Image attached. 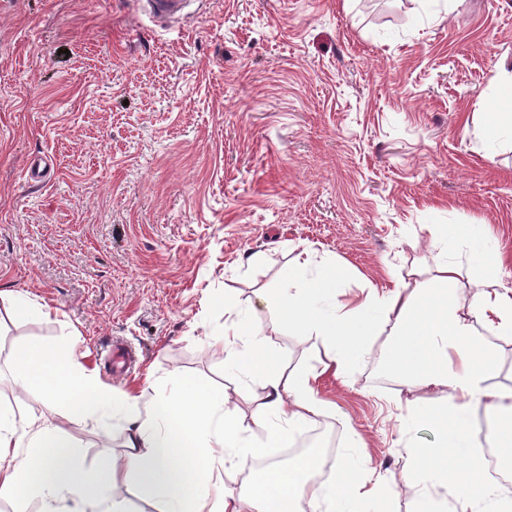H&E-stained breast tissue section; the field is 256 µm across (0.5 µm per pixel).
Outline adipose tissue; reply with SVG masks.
<instances>
[{"instance_id": "adipose-tissue-1", "label": "adipose tissue", "mask_w": 512, "mask_h": 512, "mask_svg": "<svg viewBox=\"0 0 512 512\" xmlns=\"http://www.w3.org/2000/svg\"><path fill=\"white\" fill-rule=\"evenodd\" d=\"M312 252L303 249L287 280L255 293L247 306L225 295L224 332L213 337L230 369L245 381L262 383L263 395L251 425H244L223 397L207 388L174 378L149 413L134 398L117 397L87 377L73 348L45 342L23 350L14 375L23 388L42 392L48 408L65 405L77 418L112 413L124 424L128 453L122 464L139 474L161 498L159 512H296L310 496L314 512L329 504L332 512H390L375 488L356 477V461L336 460L337 484L311 486L313 458L284 469L269 466L258 489L244 492L224 480L227 456L247 464L268 449L287 447L294 432L325 408L309 373L284 378L279 360L248 329V316L260 309L320 341L327 367L348 373L370 336L387 330L386 369L406 385L424 391L405 422L429 424L436 447L408 456L405 486L412 489L413 512H512V495L490 483L469 450L477 435L473 414L495 408L505 393L488 385L495 350L478 338L480 331L512 336V289L501 282L497 250L481 257L476 291L459 288L461 267L444 256L432 277L406 289L372 292L349 304L339 300L330 268L312 272ZM449 388L458 401L440 408L428 392ZM265 432L254 441L249 427ZM39 499L41 512H67V502L81 512H130L119 497L103 498L98 481L77 474L72 445L45 416H18L0 409V499Z\"/></svg>"}]
</instances>
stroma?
Listing matches in <instances>:
<instances>
[{
  "label": "stroma",
  "mask_w": 512,
  "mask_h": 512,
  "mask_svg": "<svg viewBox=\"0 0 512 512\" xmlns=\"http://www.w3.org/2000/svg\"><path fill=\"white\" fill-rule=\"evenodd\" d=\"M512 81V0H202L161 28L140 0H0V409L51 414L76 467L131 512H156L139 478L100 475L126 432L18 391L21 349L70 336L86 375L150 395L172 374L250 419L263 389L210 344L224 291L279 287L302 246L334 259L343 299L388 278H429L440 240L463 282L498 248L512 274V136L488 112ZM251 326L285 373L315 374L324 412L295 433L362 441L364 481L412 512L403 421L419 390L369 337L352 385L270 312ZM12 312L17 317L36 316L39 319L49 320L57 317V311L31 300L27 294L11 292Z\"/></svg>",
  "instance_id": "1"
}]
</instances>
